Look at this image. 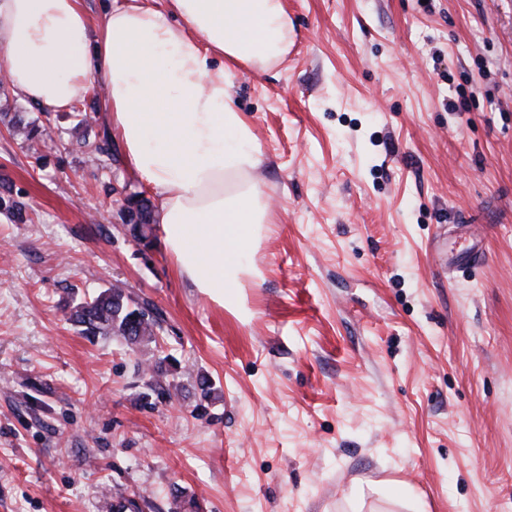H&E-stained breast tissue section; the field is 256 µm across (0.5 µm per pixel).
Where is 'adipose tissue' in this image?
I'll return each instance as SVG.
<instances>
[{"instance_id":"adipose-tissue-1","label":"adipose tissue","mask_w":512,"mask_h":512,"mask_svg":"<svg viewBox=\"0 0 512 512\" xmlns=\"http://www.w3.org/2000/svg\"><path fill=\"white\" fill-rule=\"evenodd\" d=\"M179 17L173 26L171 17ZM284 0H0V72L13 92L63 110L97 84L139 179L159 196L163 243L200 293L238 306L270 215L252 130L228 92L231 67L286 58Z\"/></svg>"}]
</instances>
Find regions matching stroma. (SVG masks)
<instances>
[{"label": "stroma", "instance_id": "35a3bbf8", "mask_svg": "<svg viewBox=\"0 0 512 512\" xmlns=\"http://www.w3.org/2000/svg\"><path fill=\"white\" fill-rule=\"evenodd\" d=\"M286 6L287 60L229 87L271 205L247 321L133 238L158 197L103 100L0 88V512H512V0ZM117 283L157 346L64 321Z\"/></svg>", "mask_w": 512, "mask_h": 512}]
</instances>
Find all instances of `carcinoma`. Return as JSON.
I'll use <instances>...</instances> for the list:
<instances>
[{"instance_id":"cac0c4a2","label":"carcinoma","mask_w":512,"mask_h":512,"mask_svg":"<svg viewBox=\"0 0 512 512\" xmlns=\"http://www.w3.org/2000/svg\"><path fill=\"white\" fill-rule=\"evenodd\" d=\"M15 134L27 141L40 138L43 132L18 119L11 123ZM67 319L81 335L88 339L97 336H117L130 344L149 346L157 343V330L161 329L163 314L151 302L139 303L124 295L118 288H106L98 294L63 306ZM138 320L140 331L135 336L126 335L130 318Z\"/></svg>"}]
</instances>
